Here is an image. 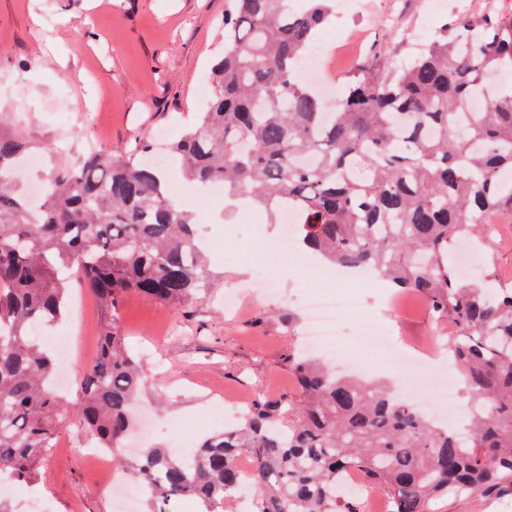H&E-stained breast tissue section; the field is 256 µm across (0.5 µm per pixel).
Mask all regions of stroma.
I'll use <instances>...</instances> for the list:
<instances>
[{
    "instance_id": "35a3bbf8",
    "label": "stroma",
    "mask_w": 512,
    "mask_h": 512,
    "mask_svg": "<svg viewBox=\"0 0 512 512\" xmlns=\"http://www.w3.org/2000/svg\"><path fill=\"white\" fill-rule=\"evenodd\" d=\"M485 0H359L356 13H335L324 35L363 38L364 57L389 64L416 55L435 28L456 13L478 10ZM230 0H0V127L20 135L42 166L27 169L21 185L69 170V139L92 142L117 155L166 131L179 137L197 121L199 97L224 45V15ZM218 224L201 228L211 259V286L200 300L179 306L126 294L119 324L128 347L146 354L153 377L143 388L134 426L152 428L150 445L167 448L174 435L195 428L196 439L224 429L233 402L264 395L299 403L287 356L305 347L299 310L263 296L249 285L252 255L281 238L283 226L263 209L245 211L218 201ZM387 289L370 279L359 290L361 313L345 321L336 340L337 357L367 365L369 377L395 382L392 357L364 345L363 325L385 329L398 347L410 350L452 334L428 302L408 293L397 307ZM70 314L63 328L85 323L81 355L97 354L103 310L88 288L73 283ZM60 444L40 469L35 490L19 484L5 494L13 512H31L34 497L50 512H115L103 489L105 472L70 450L85 434L67 419Z\"/></svg>"
}]
</instances>
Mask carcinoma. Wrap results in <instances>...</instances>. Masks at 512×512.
I'll list each match as a JSON object with an SVG mask.
<instances>
[{"label": "carcinoma", "mask_w": 512, "mask_h": 512, "mask_svg": "<svg viewBox=\"0 0 512 512\" xmlns=\"http://www.w3.org/2000/svg\"><path fill=\"white\" fill-rule=\"evenodd\" d=\"M332 11L333 0L300 11L289 0H232L206 108L169 149L202 187L220 182L275 214L296 212V243L329 263L423 296L455 330L448 353L470 396V432L437 427L384 385L291 356L297 408L259 396L189 458L142 450L131 470L157 483L156 512L186 498L224 512L245 492L254 512H360L358 497L340 492L349 469L393 512H431L460 488L512 498V286L489 260L471 281L451 263L459 241L481 249L486 225L512 215V84L485 85L488 74L512 73V8L457 15L398 67L366 62L328 112L299 69ZM477 94L491 96L484 112L470 111ZM25 148L0 131V475L29 484L68 414L52 385L57 354L32 328L65 316L70 279L104 311L73 415L120 464L148 380L120 334L122 299L180 305L210 284L193 216L140 160L149 145L83 155L34 213L13 186ZM244 454L256 465L249 477L237 466Z\"/></svg>", "instance_id": "cac0c4a2"}]
</instances>
